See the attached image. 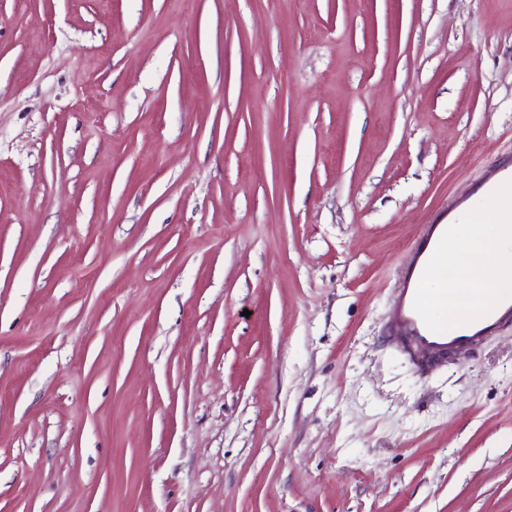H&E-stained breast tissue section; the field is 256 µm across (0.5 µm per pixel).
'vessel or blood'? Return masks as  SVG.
Returning <instances> with one entry per match:
<instances>
[{"label": "vessel or blood", "instance_id": "vessel-or-blood-1", "mask_svg": "<svg viewBox=\"0 0 512 512\" xmlns=\"http://www.w3.org/2000/svg\"><path fill=\"white\" fill-rule=\"evenodd\" d=\"M512 179V156L501 157L488 170L483 185L494 190ZM442 224L421 225L417 238L402 266L401 282L393 301L388 328L397 344L417 370H425L456 356L492 336L499 326L512 319V299L502 301L489 315L442 333L430 331L415 311L413 303L421 275L445 232Z\"/></svg>", "mask_w": 512, "mask_h": 512}]
</instances>
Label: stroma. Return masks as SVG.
<instances>
[{
	"mask_svg": "<svg viewBox=\"0 0 512 512\" xmlns=\"http://www.w3.org/2000/svg\"><path fill=\"white\" fill-rule=\"evenodd\" d=\"M512 155V0H0V512H512V322L384 333ZM512 179V156H502L498 164L492 169L488 170L481 188H486L487 195L492 192L499 185L507 180ZM453 224H423L402 266L401 282L393 301L388 329L410 363L420 371L448 361L492 336L512 318V299L502 301L489 315L442 333L430 331L413 303L421 275L443 233Z\"/></svg>",
	"mask_w": 512,
	"mask_h": 512,
	"instance_id": "stroma-1",
	"label": "stroma"
}]
</instances>
